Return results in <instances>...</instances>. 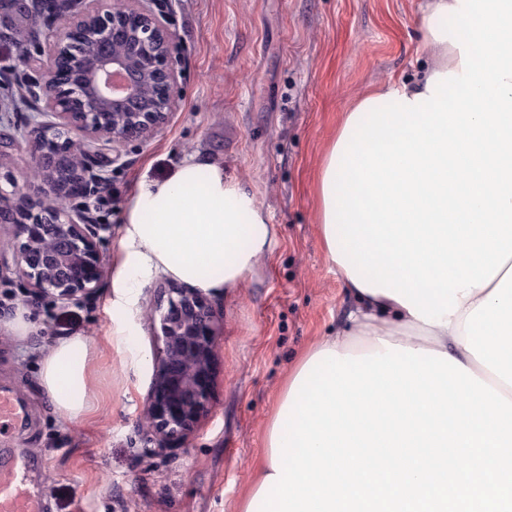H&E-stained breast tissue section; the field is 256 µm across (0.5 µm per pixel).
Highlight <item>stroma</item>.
<instances>
[{"label": "stroma", "mask_w": 512, "mask_h": 512, "mask_svg": "<svg viewBox=\"0 0 512 512\" xmlns=\"http://www.w3.org/2000/svg\"><path fill=\"white\" fill-rule=\"evenodd\" d=\"M422 0H172L181 53L177 105L150 138L104 147L110 190L87 204L108 230L113 266L122 210L142 176H168L203 152L251 195L274 229L272 250L239 284L209 294L217 329L211 398L193 431L147 452L142 424L161 340L148 315L170 276H152L115 312L111 276L87 297L37 298L0 267V389L23 425L0 455L29 452L26 486L47 512H240L277 401L302 356L341 331L344 286L322 242L316 174L345 112L375 87L430 64ZM24 316L32 330L16 336ZM89 343V408L67 418L44 390L41 360L57 340Z\"/></svg>", "instance_id": "stroma-1"}]
</instances>
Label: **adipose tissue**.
Listing matches in <instances>:
<instances>
[{
  "label": "adipose tissue",
  "mask_w": 512,
  "mask_h": 512,
  "mask_svg": "<svg viewBox=\"0 0 512 512\" xmlns=\"http://www.w3.org/2000/svg\"><path fill=\"white\" fill-rule=\"evenodd\" d=\"M473 15L479 28L439 23ZM479 42L488 55L475 53ZM421 46L432 66L359 99L321 165L322 239L354 306L348 328L307 358L373 354L386 342L435 350L512 400V0H427ZM463 82L471 96L449 111ZM489 90L495 111H476ZM273 243L253 198L225 181L222 163L195 154L128 198L112 305L134 303L158 272L205 291L235 286ZM87 353L72 337L42 360L62 416L87 408Z\"/></svg>",
  "instance_id": "adipose-tissue-1"
}]
</instances>
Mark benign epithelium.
Returning a JSON list of instances; mask_svg holds the SVG:
<instances>
[{
    "label": "benign epithelium",
    "instance_id": "7a95c632",
    "mask_svg": "<svg viewBox=\"0 0 512 512\" xmlns=\"http://www.w3.org/2000/svg\"><path fill=\"white\" fill-rule=\"evenodd\" d=\"M100 5L98 0H0V41L14 44L25 69L0 70V91L24 90L31 104L35 133L26 140L29 167L47 166L48 139L83 160L73 172L45 174L41 192L33 196L11 177L0 187V224L13 227L16 271L25 285L60 299L89 294L104 274L98 223L85 200L109 181L100 162L101 147L117 146L151 136L164 123L178 96L180 56L171 29L168 0H123ZM34 16L41 27L16 37L19 24ZM94 33V57L84 65L59 70L62 50ZM132 38L134 51L111 53L110 44ZM52 41L50 71L35 76L32 50L41 39ZM157 106L141 107L145 88ZM50 116L46 122L42 117ZM86 139L79 146L70 133ZM60 195L62 209L43 201ZM162 346L156 360L151 397L144 415L150 442L157 448L186 436L207 408L211 365L216 347L213 312L199 289H168L167 308H157Z\"/></svg>",
    "mask_w": 512,
    "mask_h": 512
}]
</instances>
